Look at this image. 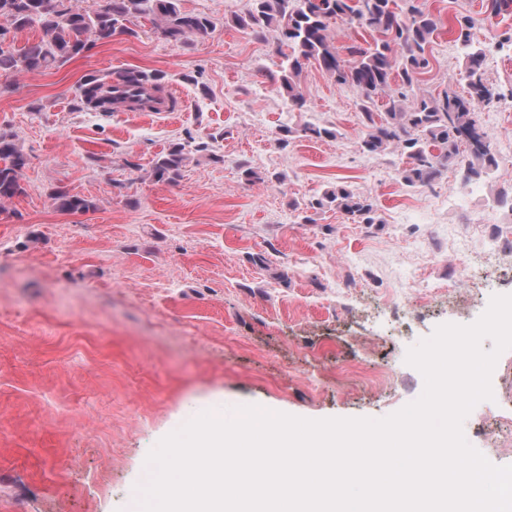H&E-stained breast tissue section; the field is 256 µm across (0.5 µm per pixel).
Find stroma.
<instances>
[{
    "instance_id": "35a3bbf8",
    "label": "stroma",
    "mask_w": 512,
    "mask_h": 512,
    "mask_svg": "<svg viewBox=\"0 0 512 512\" xmlns=\"http://www.w3.org/2000/svg\"><path fill=\"white\" fill-rule=\"evenodd\" d=\"M423 2L443 26L421 88L466 92L450 28L468 16L499 96L476 109L498 167L448 206L462 170L449 166L429 189L402 186L405 157L360 152L358 97L318 64L298 78L305 106L289 104L271 79L282 61L275 33L260 42L232 23L249 0H181L216 24L191 45L167 42L145 17L136 35L62 66L0 77V129L28 157L23 194L0 209V512H130L150 451L206 410L388 416L424 390L409 347L512 294V253L483 257L505 227L480 221L512 183L502 160L512 154V45L501 38L512 15H492L488 0ZM128 69L164 74L181 111L73 109L84 79ZM306 124L333 135L280 147L281 128ZM188 131L215 136L217 159L190 153L177 182L154 181L153 159ZM243 164L258 180L242 178ZM339 182L370 197L383 223L311 212ZM60 187L93 209L57 211ZM468 252L479 258L471 289ZM491 385L463 431L509 465L512 349Z\"/></svg>"
}]
</instances>
